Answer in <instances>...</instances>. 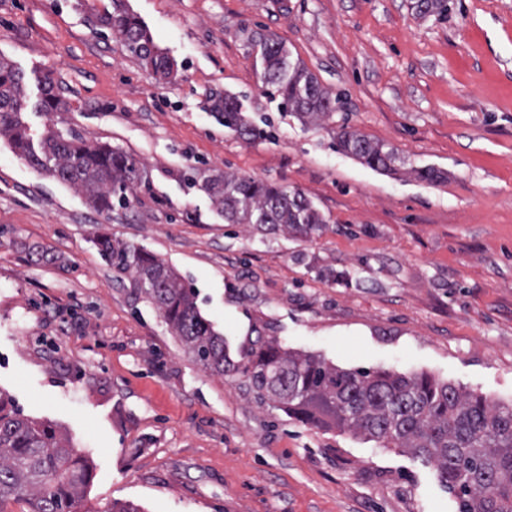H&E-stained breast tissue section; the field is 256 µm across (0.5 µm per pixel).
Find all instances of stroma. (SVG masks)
<instances>
[{
	"instance_id": "35a3bbf8",
	"label": "stroma",
	"mask_w": 512,
	"mask_h": 512,
	"mask_svg": "<svg viewBox=\"0 0 512 512\" xmlns=\"http://www.w3.org/2000/svg\"><path fill=\"white\" fill-rule=\"evenodd\" d=\"M415 2L125 0L174 62L163 78L105 26L112 0H0L32 136L71 129L139 162L125 202L99 213L0 142V392L88 460L80 512H458L433 466L203 368L95 245L107 233L151 251L215 329L236 312L233 363L263 338L511 403L512 0H448L443 17ZM269 33L330 93L325 121L302 123L265 87L251 41ZM47 76L63 101L50 114ZM227 94L266 139L215 118ZM343 124L393 148L399 173L338 152ZM224 172L303 192L325 228L226 223L187 181ZM337 335L368 357L338 356Z\"/></svg>"
}]
</instances>
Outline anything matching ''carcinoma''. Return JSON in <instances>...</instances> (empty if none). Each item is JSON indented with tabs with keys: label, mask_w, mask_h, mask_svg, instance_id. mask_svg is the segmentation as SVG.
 <instances>
[{
	"label": "carcinoma",
	"mask_w": 512,
	"mask_h": 512,
	"mask_svg": "<svg viewBox=\"0 0 512 512\" xmlns=\"http://www.w3.org/2000/svg\"><path fill=\"white\" fill-rule=\"evenodd\" d=\"M112 5L107 24L125 49L155 73L168 76L173 63L155 45L148 28L121 0H112ZM416 11L442 16L448 12V0H422ZM260 47L264 82L284 107L304 123L329 116L328 92L305 67L291 62L285 43L269 34ZM25 100L23 74L0 55V138H7L11 150L36 171L78 188L93 209L112 210L113 197L125 194L138 178L136 159L110 145L89 143L72 131L50 128L34 143L23 116ZM60 106L47 76L39 107L50 113ZM214 109L225 128L252 138L265 136L247 122L235 97L224 96ZM336 149L371 169L398 172L393 151L357 132H339ZM414 173L433 185L448 180V173L433 167ZM203 188L229 224L302 236L326 224L298 190L227 172L204 181ZM96 243L116 277L131 275V287L156 306L203 367L221 375L230 371L224 336L202 316L195 289L174 268L145 248L107 234ZM240 373L261 402H276L308 423L348 429L384 448H403L432 465L455 495L458 512H512V404H493L427 373L340 369L320 355L293 352L265 340L251 348ZM91 477L87 461L68 439L52 426L22 416L0 396V512L12 501L28 503V512H79L81 491Z\"/></svg>",
	"instance_id": "carcinoma-1"
}]
</instances>
